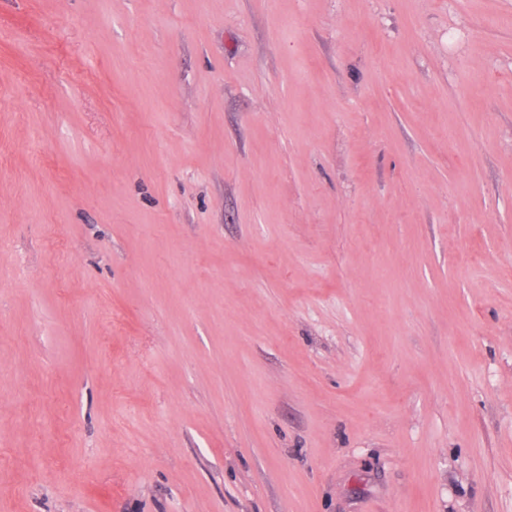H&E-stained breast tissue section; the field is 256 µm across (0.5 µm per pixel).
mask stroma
Returning a JSON list of instances; mask_svg holds the SVG:
<instances>
[{
	"mask_svg": "<svg viewBox=\"0 0 512 512\" xmlns=\"http://www.w3.org/2000/svg\"><path fill=\"white\" fill-rule=\"evenodd\" d=\"M0 512H512V0H0Z\"/></svg>",
	"mask_w": 512,
	"mask_h": 512,
	"instance_id": "obj_1",
	"label": "stroma"
}]
</instances>
